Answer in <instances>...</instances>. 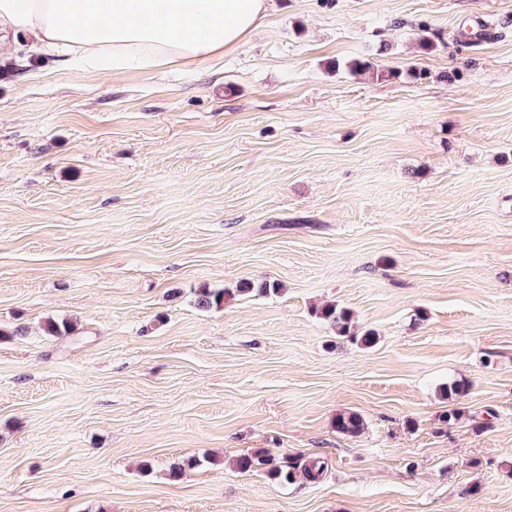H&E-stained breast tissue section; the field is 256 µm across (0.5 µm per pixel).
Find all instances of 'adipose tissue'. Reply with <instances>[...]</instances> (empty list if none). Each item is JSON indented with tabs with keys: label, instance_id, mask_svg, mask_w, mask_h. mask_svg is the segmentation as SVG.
I'll return each instance as SVG.
<instances>
[{
	"label": "adipose tissue",
	"instance_id": "ef3b65f1",
	"mask_svg": "<svg viewBox=\"0 0 512 512\" xmlns=\"http://www.w3.org/2000/svg\"><path fill=\"white\" fill-rule=\"evenodd\" d=\"M267 7V0H0V42L55 49L72 69L153 71L240 48ZM76 11L81 21H72Z\"/></svg>",
	"mask_w": 512,
	"mask_h": 512
}]
</instances>
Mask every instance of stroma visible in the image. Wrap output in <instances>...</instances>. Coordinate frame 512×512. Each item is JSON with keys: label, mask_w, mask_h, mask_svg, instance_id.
Listing matches in <instances>:
<instances>
[{"label": "stroma", "mask_w": 512, "mask_h": 512, "mask_svg": "<svg viewBox=\"0 0 512 512\" xmlns=\"http://www.w3.org/2000/svg\"><path fill=\"white\" fill-rule=\"evenodd\" d=\"M0 512H512V0H272L157 72L7 52ZM320 318L330 323L336 329L339 336H349L352 340L360 342L365 347H372L376 342V336L371 331L357 335L354 331L351 317L347 310L339 308L336 304H326L318 310ZM293 466L294 467L286 466V468H283V466H270L267 467L266 472L273 479L288 482L292 481L295 477L294 470L301 469V472L307 479L316 480L326 469L327 463L323 458L314 457L306 460L305 463L296 462Z\"/></svg>", "instance_id": "1"}]
</instances>
